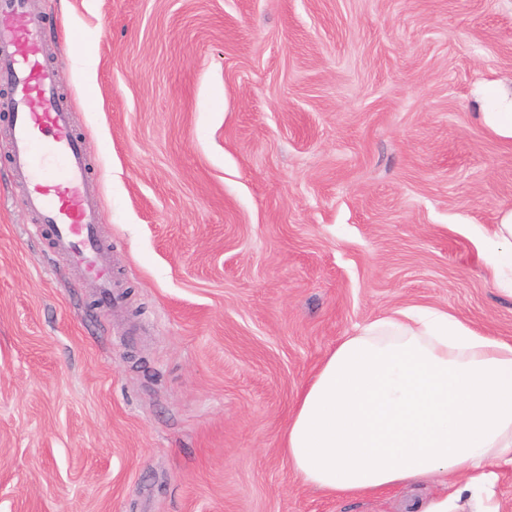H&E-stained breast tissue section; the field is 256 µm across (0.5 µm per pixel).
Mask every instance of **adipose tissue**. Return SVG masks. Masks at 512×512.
<instances>
[{"instance_id": "obj_1", "label": "adipose tissue", "mask_w": 512, "mask_h": 512, "mask_svg": "<svg viewBox=\"0 0 512 512\" xmlns=\"http://www.w3.org/2000/svg\"><path fill=\"white\" fill-rule=\"evenodd\" d=\"M484 260L512 298V207ZM281 452L302 482L336 496L438 482L417 512L470 496L500 512L492 488L512 466V343L444 311L407 308L363 325L322 362L289 416Z\"/></svg>"}]
</instances>
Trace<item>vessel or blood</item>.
<instances>
[{"instance_id":"b4317fda","label":"vessel or blood","mask_w":512,"mask_h":512,"mask_svg":"<svg viewBox=\"0 0 512 512\" xmlns=\"http://www.w3.org/2000/svg\"><path fill=\"white\" fill-rule=\"evenodd\" d=\"M44 40L35 21L20 31L0 28V84L9 89L0 111L10 116L12 171L28 186V206L48 230L54 249L80 267L108 305L111 247L98 234L100 213L87 185L86 147L73 135L68 106L59 94L64 75L40 59ZM60 180L69 183V195L56 191Z\"/></svg>"}]
</instances>
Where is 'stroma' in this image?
I'll return each instance as SVG.
<instances>
[{
    "instance_id": "1",
    "label": "stroma",
    "mask_w": 512,
    "mask_h": 512,
    "mask_svg": "<svg viewBox=\"0 0 512 512\" xmlns=\"http://www.w3.org/2000/svg\"><path fill=\"white\" fill-rule=\"evenodd\" d=\"M126 298L27 206L0 113V512H412L280 452L357 326L448 311L512 341L481 258L512 205V0H29ZM92 52L93 73L76 63ZM96 101L87 105V84ZM499 109L501 112H481L478 115L499 135L512 140V91L501 95Z\"/></svg>"
}]
</instances>
